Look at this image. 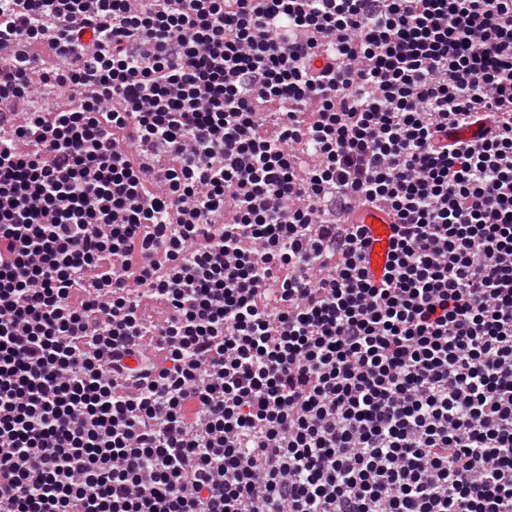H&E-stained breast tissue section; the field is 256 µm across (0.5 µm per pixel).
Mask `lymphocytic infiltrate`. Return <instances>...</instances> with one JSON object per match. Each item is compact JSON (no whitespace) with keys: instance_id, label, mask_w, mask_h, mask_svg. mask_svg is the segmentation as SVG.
I'll use <instances>...</instances> for the list:
<instances>
[{"instance_id":"1","label":"lymphocytic infiltrate","mask_w":512,"mask_h":512,"mask_svg":"<svg viewBox=\"0 0 512 512\" xmlns=\"http://www.w3.org/2000/svg\"><path fill=\"white\" fill-rule=\"evenodd\" d=\"M0 512H512V0H0ZM356 218V224H367L369 228L371 244L367 255L368 267L371 274L375 275L377 279L381 278L392 234L390 224H393V221L385 212L374 208L362 209L357 213Z\"/></svg>"}]
</instances>
